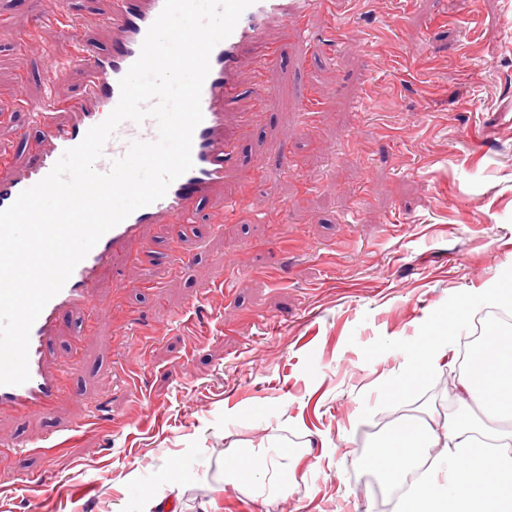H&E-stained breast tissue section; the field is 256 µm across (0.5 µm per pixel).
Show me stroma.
Masks as SVG:
<instances>
[{
  "mask_svg": "<svg viewBox=\"0 0 512 512\" xmlns=\"http://www.w3.org/2000/svg\"><path fill=\"white\" fill-rule=\"evenodd\" d=\"M65 3L0 5V27L30 35L0 48V148L23 120L17 98L43 96L47 48L69 50L36 29ZM346 9L310 16L313 42L267 68L263 109L239 101L230 125L262 166L227 177L207 223L184 230L191 263L160 265L155 288L136 261L117 280L103 269L92 305L66 312L45 351L69 377L52 410L0 413V436L30 442L0 481L78 465L95 484L46 493L41 512H395L397 489L361 457L408 422L442 429L464 340L488 311L512 317L481 296L512 289V0H480L476 21L463 0H373L336 44ZM310 91L327 104L312 128L296 109ZM228 198L244 201L231 216ZM459 313L446 356L407 376L413 338ZM101 402L132 425L84 426ZM264 454L261 494L225 483L231 457L258 482Z\"/></svg>",
  "mask_w": 512,
  "mask_h": 512,
  "instance_id": "obj_1",
  "label": "stroma"
}]
</instances>
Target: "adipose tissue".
Listing matches in <instances>:
<instances>
[{
	"instance_id": "ef3b65f1",
	"label": "adipose tissue",
	"mask_w": 512,
	"mask_h": 512,
	"mask_svg": "<svg viewBox=\"0 0 512 512\" xmlns=\"http://www.w3.org/2000/svg\"><path fill=\"white\" fill-rule=\"evenodd\" d=\"M456 332L455 326H433L418 337L406 358L412 369H432ZM462 395H481L484 404L504 419L512 418V355L495 347L481 352V362L459 378ZM447 448L445 458L429 462L428 451ZM361 464L386 486L401 474L419 473V481L400 500L398 512H512V450L489 451L466 416L449 420L442 431L414 424L391 436L381 454L363 456Z\"/></svg>"
}]
</instances>
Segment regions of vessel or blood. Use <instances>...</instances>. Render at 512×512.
I'll return each instance as SVG.
<instances>
[{
  "mask_svg": "<svg viewBox=\"0 0 512 512\" xmlns=\"http://www.w3.org/2000/svg\"><path fill=\"white\" fill-rule=\"evenodd\" d=\"M317 6L318 0H255L243 12L232 34L216 45L201 92L203 119L193 133L192 168L170 185L162 199L137 209L106 232L76 266L31 328L29 381L19 386H0V407H8L17 415L49 413L67 380L66 375L47 372L42 363L60 314L73 306L89 305L98 272L107 266H118L131 246L149 252V243L141 234L143 225L187 227L204 223L214 188L222 185L228 175L244 174L240 152L225 132L226 119L243 95H251L256 107L261 108L270 91L259 75L250 88H243L239 80L243 53L255 50L263 67L280 62L285 42L303 39L305 22ZM163 7L164 0H105L102 9L89 15L83 13L77 0H69L64 11L39 19V27L62 33L72 45V54L58 69V76L77 68L84 80L73 99L28 112L26 124L18 131V143L27 154L24 165L16 164L13 153L0 151V209L10 206L22 191L42 180L66 149L78 145L91 127L107 119L120 99V79L138 59L147 30ZM101 21L118 31L117 40L105 41L95 34ZM272 26L280 31L281 44H273L267 38L266 32ZM157 136L154 118L139 124L121 123L97 161V169L107 171L111 160L123 156L131 141H153ZM83 483L84 471L80 468L63 479L47 471L23 472L12 479L9 489L23 492L29 512H38L45 488L65 491Z\"/></svg>",
  "mask_w": 512,
  "mask_h": 512,
  "instance_id": "1",
  "label": "vessel or blood"
}]
</instances>
